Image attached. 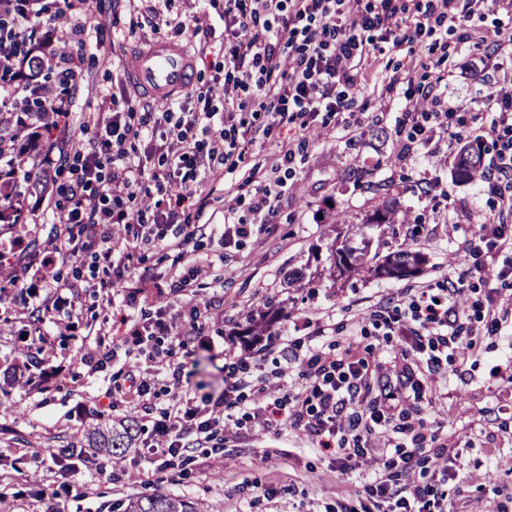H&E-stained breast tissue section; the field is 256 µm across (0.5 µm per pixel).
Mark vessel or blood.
Returning <instances> with one entry per match:
<instances>
[{
  "label": "vessel or blood",
  "instance_id": "obj_1",
  "mask_svg": "<svg viewBox=\"0 0 512 512\" xmlns=\"http://www.w3.org/2000/svg\"><path fill=\"white\" fill-rule=\"evenodd\" d=\"M123 68L135 95L166 105L194 81V63L184 41L152 39L130 47Z\"/></svg>",
  "mask_w": 512,
  "mask_h": 512
}]
</instances>
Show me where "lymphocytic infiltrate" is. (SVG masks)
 I'll return each instance as SVG.
<instances>
[{
    "instance_id": "f902f5d3",
    "label": "lymphocytic infiltrate",
    "mask_w": 512,
    "mask_h": 512,
    "mask_svg": "<svg viewBox=\"0 0 512 512\" xmlns=\"http://www.w3.org/2000/svg\"><path fill=\"white\" fill-rule=\"evenodd\" d=\"M470 19L459 0H109L94 8L88 0H60L53 11L45 0H0V118L7 122L0 144L9 154L0 189L21 175L35 180L55 168L69 174L35 199H14L0 218L17 224L30 201L53 204L67 231L48 238L50 255L88 258L111 272L113 287L130 282L138 295L152 284L131 265L142 249L179 251L204 272L188 238L167 230L218 200L224 221L215 230L225 243L267 223L274 212L268 190H256L246 218L233 188L214 195L255 144L261 118L310 133L320 114L341 115L367 89L366 34L378 33L395 49ZM188 33L196 59L211 71L201 86L168 106L138 99L124 107L110 87H97L73 123V91L85 81L86 58L147 34ZM32 102L49 115L45 127L29 110ZM400 107L410 125L407 155L425 148L456 115L437 99L422 110L408 96ZM490 129L500 147L486 190L512 205L511 94H502ZM461 263L463 273L367 311L386 348L363 351L352 339L333 356L309 346L305 383L292 395L255 381L253 391L264 400L251 413L259 430L302 431L314 447L335 454L338 473L353 475L359 491L347 512H448V482L457 473L444 457L429 458L426 445L440 433L410 424L407 407L427 398L428 374L449 359L465 360L479 335L501 331L497 289L487 294L477 325L461 297L469 275L490 283L512 278V232L490 218L475 225ZM157 358L178 390L154 422L164 452L181 455L211 440L217 426L235 424L244 402L241 380L226 379L223 394L202 412L189 405L181 367L172 366L167 352Z\"/></svg>"
}]
</instances>
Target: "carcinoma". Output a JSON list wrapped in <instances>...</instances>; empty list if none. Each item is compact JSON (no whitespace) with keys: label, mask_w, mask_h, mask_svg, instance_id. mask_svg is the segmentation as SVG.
Segmentation results:
<instances>
[{"label":"carcinoma","mask_w":512,"mask_h":512,"mask_svg":"<svg viewBox=\"0 0 512 512\" xmlns=\"http://www.w3.org/2000/svg\"><path fill=\"white\" fill-rule=\"evenodd\" d=\"M484 149L479 141L466 144L458 153L454 174L460 181L474 179L483 168ZM397 210L386 207L378 209L366 220L368 224H385L394 228ZM338 258L346 259L345 269L350 273L364 272L374 277L395 279L408 278L421 272L424 256L404 244L380 257L368 256L366 248L344 245L337 249ZM137 441L136 426L130 422L104 424L89 430L81 440V447L88 448L96 455L112 458L116 464L126 456ZM113 512H198L190 501L168 494H152L131 497L117 503Z\"/></svg>","instance_id":"carcinoma-1"}]
</instances>
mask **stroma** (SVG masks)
Instances as JSON below:
<instances>
[{
  "mask_svg": "<svg viewBox=\"0 0 512 512\" xmlns=\"http://www.w3.org/2000/svg\"><path fill=\"white\" fill-rule=\"evenodd\" d=\"M432 59L424 47L379 54L378 79L354 107L357 124L311 134L307 156L296 162L269 224L228 247L207 234L193 240L197 255L209 263L202 277L192 278L177 252L150 251L134 259L155 278L146 297L127 306L112 302L111 289L85 288L71 306L58 310L46 295L26 303L9 284L12 276L40 268L43 251L27 250L19 263L0 270V512H111L127 496L156 493L185 497L202 512H336L353 495L350 481L337 476L332 455L313 450L303 432H263L246 416L226 431L223 449L199 447L165 461L156 450L153 416L113 389L131 371L151 383L157 407L168 405L171 385L149 348L125 341L127 321L162 310L186 334L184 345L172 347L171 361L182 364L203 393H220L231 372L247 381L260 374L270 387L297 391L300 366L287 364L284 343L305 346L313 340L331 350L347 339L368 306L398 300L406 289L442 279L459 264V242L490 214L491 201L483 176L453 180V159L477 138L486 147L485 162H492L494 106L487 88L512 78V52L489 41L472 42L453 62L436 66ZM413 61L431 63L432 81L464 121L460 133H438L441 153L432 164L401 157L396 131L403 93L386 90L388 76ZM292 135L286 128L273 130L250 150L239 166L240 173L254 175L253 184L241 190L243 199L264 184L265 156ZM431 179L438 186L430 193ZM389 202L424 222V231L413 232L408 224L362 230L375 209ZM337 210L344 223H332ZM363 236L372 253L411 244L427 258L423 272L402 280L340 276L335 247ZM182 277L191 281L185 301L169 289ZM35 308L36 321L30 318ZM264 314L272 317L266 329L270 344L256 358L239 334ZM195 323L202 328L198 338L189 333ZM24 326L43 351L34 382L10 387L6 380L23 347L17 331ZM511 344L512 331L506 329L480 337L477 352L435 376L436 400L417 412L426 426L440 427L448 437L458 472L448 485L454 512H512V383L492 374L489 364ZM98 345L115 357L95 369L81 357ZM119 419L137 423L136 448L120 466L96 457L89 468L73 473L79 458L70 447L87 425Z\"/></svg>",
  "mask_w": 512,
  "mask_h": 512,
  "instance_id": "obj_1",
  "label": "stroma"
}]
</instances>
